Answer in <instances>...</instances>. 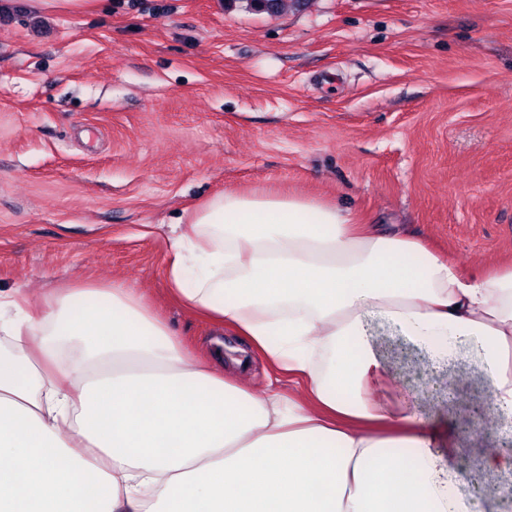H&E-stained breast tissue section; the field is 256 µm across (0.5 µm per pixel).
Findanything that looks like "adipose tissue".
<instances>
[{
	"instance_id": "obj_1",
	"label": "adipose tissue",
	"mask_w": 512,
	"mask_h": 512,
	"mask_svg": "<svg viewBox=\"0 0 512 512\" xmlns=\"http://www.w3.org/2000/svg\"><path fill=\"white\" fill-rule=\"evenodd\" d=\"M172 294L303 385L234 384L136 289L0 290V512H466L441 468L469 437L374 396L385 336L435 363L482 351L485 433L512 416V266L464 275L414 234L302 194L228 189L196 207Z\"/></svg>"
}]
</instances>
